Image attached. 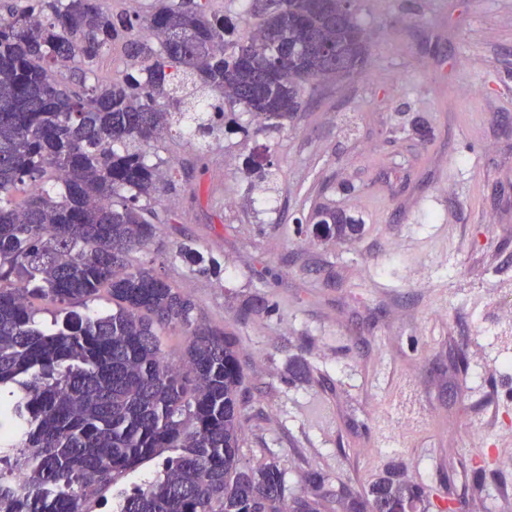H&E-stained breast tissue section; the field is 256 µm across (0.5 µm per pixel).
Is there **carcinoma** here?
<instances>
[{
	"mask_svg": "<svg viewBox=\"0 0 512 512\" xmlns=\"http://www.w3.org/2000/svg\"><path fill=\"white\" fill-rule=\"evenodd\" d=\"M0 19V416L18 429L20 490L0 471V512H89L90 499L143 462L163 457L144 487L119 493V512H317L285 503L275 462L242 460L246 374L236 338L198 320L194 301L157 272L149 248L163 219L152 206V142L187 131L197 150L235 122L260 127L301 110L306 78L345 60L364 36L339 0H258L245 35L207 2L159 0L146 19L101 0H25ZM158 37V42L151 40ZM122 42L130 70L101 83L94 65ZM19 185L27 200L12 206ZM313 231L354 241L364 225L320 206ZM191 271L218 267L183 246ZM107 289L117 309L88 304ZM64 316L37 323L33 301ZM180 329L178 360L163 334ZM423 490L382 478L362 496L336 492L344 512H416Z\"/></svg>",
	"mask_w": 512,
	"mask_h": 512,
	"instance_id": "carcinoma-1",
	"label": "carcinoma"
}]
</instances>
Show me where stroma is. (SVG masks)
I'll return each mask as SVG.
<instances>
[{"mask_svg": "<svg viewBox=\"0 0 512 512\" xmlns=\"http://www.w3.org/2000/svg\"><path fill=\"white\" fill-rule=\"evenodd\" d=\"M352 7L366 64L309 82L284 127L211 136L202 161L178 133L156 142L152 250L234 333L242 459L277 461L287 501L315 498L316 471L331 490L419 486L417 512H512V0ZM319 204L364 234L299 233ZM183 244L220 273L190 271Z\"/></svg>", "mask_w": 512, "mask_h": 512, "instance_id": "stroma-1", "label": "stroma"}]
</instances>
